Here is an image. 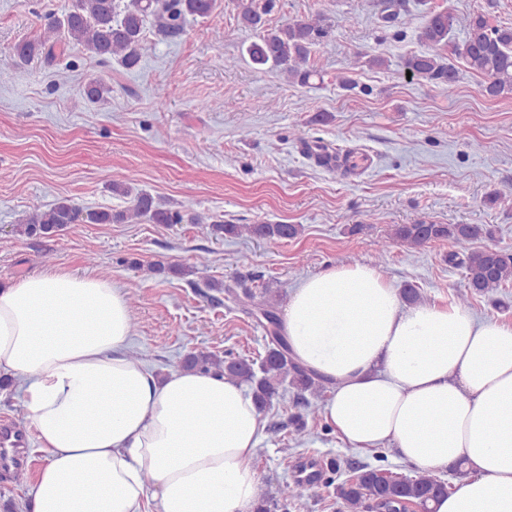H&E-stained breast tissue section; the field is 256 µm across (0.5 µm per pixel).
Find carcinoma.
<instances>
[{"instance_id": "cac0c4a2", "label": "carcinoma", "mask_w": 512, "mask_h": 512, "mask_svg": "<svg viewBox=\"0 0 512 512\" xmlns=\"http://www.w3.org/2000/svg\"><path fill=\"white\" fill-rule=\"evenodd\" d=\"M220 6V0H68L57 12L43 16L41 33L34 41H24L14 48V57L27 64L42 56L53 59L65 54L67 44L99 62L117 63L129 71L139 66L152 50L147 29L154 25L168 37H176L184 30L189 17L205 18ZM277 6V0H245L239 14L243 29L258 32L249 43L246 53L251 63L259 68L277 69L300 85L310 84L319 72L310 65L314 48L331 36L332 26L325 15L317 13L304 19L286 21L280 25L266 24V16ZM404 11L403 0H385L381 19L386 24L400 22ZM464 38L453 40L455 32ZM424 50L410 53L398 64L402 73L424 78L436 85H454L459 71L452 57L461 58L468 68L484 77L482 92L491 99L512 98V26L493 25L482 13L456 16L450 12H434L416 35ZM109 87L99 78L89 80L83 87L84 96L96 102L104 98ZM112 193L130 198V205L119 211L92 210L87 219L95 224L137 223L148 219L157 224H180L183 216L178 211L162 208L148 192L131 194L124 183H111ZM79 209L67 199L59 200L45 209H36L21 215L16 232L23 236L52 235L75 223ZM214 234L224 237H257L268 241L294 239L302 234L300 224H211ZM491 235V230L479 224H392L380 250L391 244L407 249H419L434 242L446 241L451 249L446 261L461 266L465 272V288L455 292L457 301L469 302L475 295H485L512 283V254L484 247L474 248L472 242ZM229 295L263 311L273 324L270 341L259 367L244 359L224 357L207 351L189 353L182 366L202 371L211 369L229 378L250 385L259 411H265L281 392L295 390L294 405L303 412L292 416L294 434L306 432L305 414L313 413L316 405L308 396L319 398L326 391V381L294 361L288 343L279 332L274 312L275 299L269 289L256 295L250 288L241 291L228 289ZM449 483L438 470L419 469L414 475L394 473L382 466L361 464L352 474L338 482L336 498L343 512H407L415 507L418 512H431L430 502L448 493ZM314 492L312 483L303 480L285 482L279 486L274 499L262 498L255 512H308L309 499Z\"/></svg>"}]
</instances>
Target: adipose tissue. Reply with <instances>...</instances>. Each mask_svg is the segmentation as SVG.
I'll use <instances>...</instances> for the list:
<instances>
[{
    "mask_svg": "<svg viewBox=\"0 0 512 512\" xmlns=\"http://www.w3.org/2000/svg\"><path fill=\"white\" fill-rule=\"evenodd\" d=\"M281 330L328 379V421L351 447L392 445L421 469L470 476L435 512H512V326L451 304H404L375 268L303 279ZM112 281L67 270L0 285V373L22 392L45 456L30 512H253L262 418L210 371L164 377L126 355Z\"/></svg>",
    "mask_w": 512,
    "mask_h": 512,
    "instance_id": "adipose-tissue-1",
    "label": "adipose tissue"
}]
</instances>
